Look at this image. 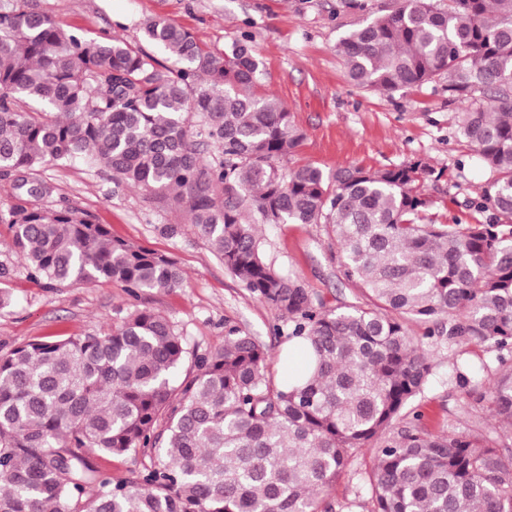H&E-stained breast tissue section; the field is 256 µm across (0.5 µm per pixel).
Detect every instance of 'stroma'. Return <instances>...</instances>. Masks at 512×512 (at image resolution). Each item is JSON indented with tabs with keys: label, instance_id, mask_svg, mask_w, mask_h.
<instances>
[{
	"label": "stroma",
	"instance_id": "35a3bbf8",
	"mask_svg": "<svg viewBox=\"0 0 512 512\" xmlns=\"http://www.w3.org/2000/svg\"><path fill=\"white\" fill-rule=\"evenodd\" d=\"M30 8L49 16L61 29L96 38L105 34L143 48L148 71L174 67L169 53L145 44L144 23L162 16L189 30L205 48L220 52L241 35L261 62L263 78L257 96L279 100L304 135L292 161L331 172L357 165L371 170L419 161L434 170L420 191L426 213L439 224L486 221L477 211L489 173L462 136L456 121L466 109L449 100L444 81L410 87L393 95L352 86L336 46L351 29L394 9L398 0H27ZM43 177L55 187L48 205H73L113 237L166 254L175 260L184 285L172 291L133 294L100 279L69 288H49L29 278L26 262L11 248L12 233L0 224V288L13 296L0 311V355L46 337L65 339L103 331L131 311L148 307L166 316L183 337L188 352L204 353L222 344L228 330L241 329L268 346L278 359L276 378L288 375L279 358L289 347L275 336L281 315L252 298L207 242L191 226L188 215L168 200L137 188L115 186L107 170L82 157L66 166H50ZM161 224H178L180 235L158 232ZM258 233L265 257L274 269L299 277L327 306L353 300L354 289L337 279V244L323 224H262ZM434 368L430 385L413 409L433 433L471 426L492 431L498 423L490 412L492 375L474 392L452 380L454 367L480 362L495 365V353L454 341L426 340ZM371 449H360L346 474L325 495L329 512H370L368 475Z\"/></svg>",
	"mask_w": 512,
	"mask_h": 512
}]
</instances>
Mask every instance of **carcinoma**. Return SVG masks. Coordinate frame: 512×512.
Returning <instances> with one entry per match:
<instances>
[{
  "label": "carcinoma",
  "mask_w": 512,
  "mask_h": 512,
  "mask_svg": "<svg viewBox=\"0 0 512 512\" xmlns=\"http://www.w3.org/2000/svg\"><path fill=\"white\" fill-rule=\"evenodd\" d=\"M143 50L58 28L25 0L0 4V210L30 276L56 288L105 279L131 293L183 283L172 258L112 238L54 193L41 169L81 156L117 185L173 194L240 286L288 318L304 380H279L275 355L240 330L187 358L168 318L136 309L106 332L0 355V512H318L319 496L374 442L371 512H512V449L475 427L432 433L407 412L429 384L424 337L498 352L492 412L512 436V0H401L340 41L350 82L392 94L445 79L448 97L491 95L458 115L490 178L480 208L496 220L425 224L419 161L385 169L292 166L303 139L275 98L252 92L260 61L244 41L222 53L157 17ZM218 157L207 161L209 146ZM260 224H327L338 278L362 297L329 308L275 271ZM488 370L455 368L462 387ZM413 419H408V416ZM158 448L114 482L96 454Z\"/></svg>",
  "instance_id": "obj_1"
}]
</instances>
